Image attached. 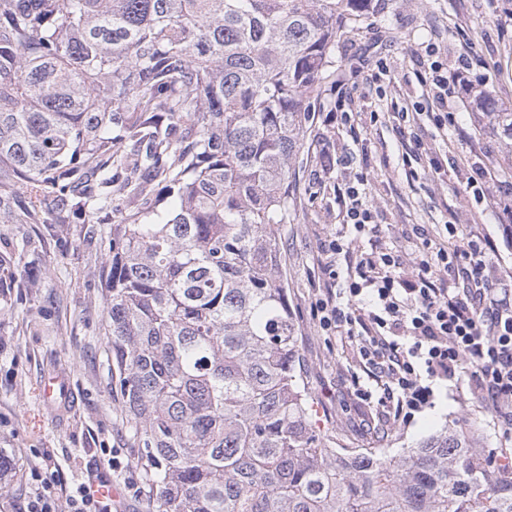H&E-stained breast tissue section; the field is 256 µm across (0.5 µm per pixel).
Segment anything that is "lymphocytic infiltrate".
<instances>
[{
    "mask_svg": "<svg viewBox=\"0 0 512 512\" xmlns=\"http://www.w3.org/2000/svg\"><path fill=\"white\" fill-rule=\"evenodd\" d=\"M429 68L426 93L441 107L434 124L444 131L456 122L447 105L457 80L442 63ZM367 182L360 173L345 184L344 225L320 244L327 285L310 306L312 318L354 344L393 422L408 423L431 406L433 382H454L464 372L483 407L512 429V290L498 287L489 269L495 240L458 237L403 260L381 243ZM355 233L369 246L340 269L337 259L351 253Z\"/></svg>",
    "mask_w": 512,
    "mask_h": 512,
    "instance_id": "f902f5d3",
    "label": "lymphocytic infiltrate"
}]
</instances>
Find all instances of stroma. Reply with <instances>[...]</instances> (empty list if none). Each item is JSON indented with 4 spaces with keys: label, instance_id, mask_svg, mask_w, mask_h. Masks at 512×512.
Masks as SVG:
<instances>
[{
    "label": "stroma",
    "instance_id": "35a3bbf8",
    "mask_svg": "<svg viewBox=\"0 0 512 512\" xmlns=\"http://www.w3.org/2000/svg\"><path fill=\"white\" fill-rule=\"evenodd\" d=\"M433 45L438 62L459 81L488 78V91L512 107V0H391L385 12L369 14L356 31L336 40L335 72L322 87L304 146L290 169L292 223L281 225V272L298 329L310 421L331 443L348 448H385L397 454L448 428L474 431L483 447L512 456V439L494 413L482 407L467 378L437 385L434 405L406 426L392 423L378 405L380 390L348 340L330 336L310 315L321 274L320 243L342 227L341 191L355 173L368 174L367 192L378 211L384 246L411 259L424 240L446 243L448 225L458 236H488L499 242L494 274L512 282V246L492 199L475 197L473 168H491L512 182V139L467 105L466 93L451 100L458 126L441 134L423 95L420 56ZM469 66L461 68L458 59ZM346 111L361 115L360 133L327 124L338 91ZM421 113L401 123L399 112ZM422 141L442 167L431 171L412 154ZM341 164L319 172L320 149ZM83 224H58L46 234L40 224H1L0 259L15 275L0 288V450L15 472L0 475V512H25L38 489L48 488L56 512H71L77 487L89 475L112 479L141 495H125V512H156V492L142 467L143 450L109 372L104 336V250ZM51 371L70 380L71 404L44 405L39 386ZM359 376L360 388L350 384Z\"/></svg>",
    "mask_w": 512,
    "mask_h": 512
}]
</instances>
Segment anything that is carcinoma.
<instances>
[{"label":"carcinoma","mask_w":512,"mask_h":512,"mask_svg":"<svg viewBox=\"0 0 512 512\" xmlns=\"http://www.w3.org/2000/svg\"><path fill=\"white\" fill-rule=\"evenodd\" d=\"M380 7L0 0V223L87 224L104 246L157 512H512L468 433L391 456L310 422L277 231L336 34ZM473 103L512 138L511 108Z\"/></svg>","instance_id":"carcinoma-1"}]
</instances>
